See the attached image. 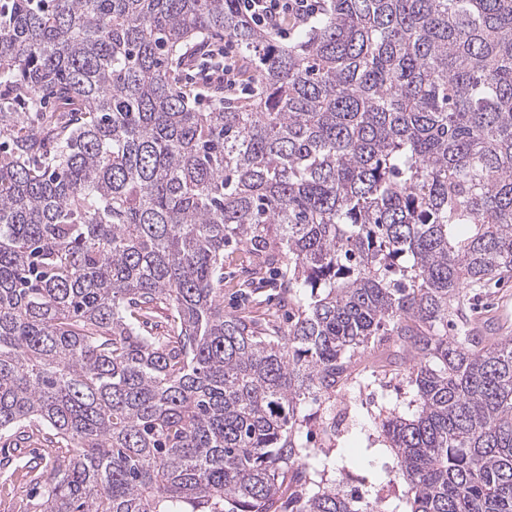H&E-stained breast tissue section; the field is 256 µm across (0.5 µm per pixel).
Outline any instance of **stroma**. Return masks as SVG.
Listing matches in <instances>:
<instances>
[{"instance_id": "stroma-1", "label": "stroma", "mask_w": 512, "mask_h": 512, "mask_svg": "<svg viewBox=\"0 0 512 512\" xmlns=\"http://www.w3.org/2000/svg\"><path fill=\"white\" fill-rule=\"evenodd\" d=\"M253 262L245 247L225 250V313L248 310L262 318L278 311L274 289H266L257 304L245 303L243 297L236 294L235 284ZM382 355L393 362L395 374L384 379L376 378L372 356L367 353L358 356L355 371L359 381L347 388L336 408H329L319 400L310 401L305 406L303 437L309 447L329 449L332 465L327 478L338 490L353 497L356 507L373 505L378 512H394L396 506L405 502L404 484L394 474V454L381 440L380 414L388 409L407 416L413 414L416 410L415 391L403 375L407 362L405 351L389 342L383 345ZM331 419L336 422V435L329 439L323 429ZM35 462L44 467L53 464L39 443L30 441L16 446L10 439H0V483L12 481L16 489L14 497L0 501V512H24L30 507L29 497L33 490L25 472L27 466Z\"/></svg>"}]
</instances>
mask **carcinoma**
<instances>
[{
	"instance_id": "1",
	"label": "carcinoma",
	"mask_w": 512,
	"mask_h": 512,
	"mask_svg": "<svg viewBox=\"0 0 512 512\" xmlns=\"http://www.w3.org/2000/svg\"><path fill=\"white\" fill-rule=\"evenodd\" d=\"M213 37L255 70L201 108ZM1 86L0 432L55 460L33 512H358L303 410L390 340L409 512H512V337L467 315L512 272V0H327L288 46L238 0H0ZM234 243L288 330L224 313ZM216 46H191L188 49H185V62L187 64V68L185 70L186 79L185 84L191 88L199 87L205 90H209L213 87H221L223 90L222 84H218L215 81L209 82L207 75H205L206 68L204 67V61L209 57V50L217 49L219 47L224 46V41L216 43ZM189 60V64L187 63ZM224 91V90H223Z\"/></svg>"
}]
</instances>
